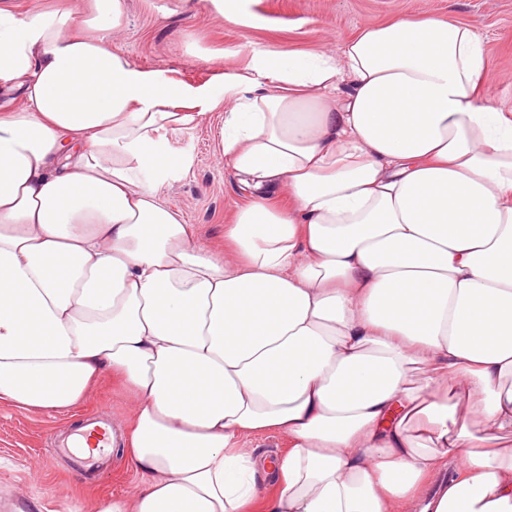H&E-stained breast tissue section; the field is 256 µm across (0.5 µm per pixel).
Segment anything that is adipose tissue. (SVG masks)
Wrapping results in <instances>:
<instances>
[{"mask_svg":"<svg viewBox=\"0 0 512 512\" xmlns=\"http://www.w3.org/2000/svg\"><path fill=\"white\" fill-rule=\"evenodd\" d=\"M124 17L0 0V405L123 388L140 486L95 512H512V111L479 28L367 25L225 77L250 200L222 259L160 197L162 132L219 102L113 50ZM267 431L286 452L242 448Z\"/></svg>","mask_w":512,"mask_h":512,"instance_id":"ef3b65f1","label":"adipose tissue"}]
</instances>
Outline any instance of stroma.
<instances>
[{"label": "stroma", "mask_w": 512, "mask_h": 512, "mask_svg": "<svg viewBox=\"0 0 512 512\" xmlns=\"http://www.w3.org/2000/svg\"><path fill=\"white\" fill-rule=\"evenodd\" d=\"M402 16H435L474 23L492 56L490 87L512 109V0H240L238 19L220 17L211 0H126L124 28L114 49L146 70L204 86L219 97L218 109L194 127L167 132L168 149L185 158L181 178L161 189L163 201L215 254L224 252V226L246 202L221 152L224 76L246 70L257 57L333 49L367 24ZM73 419L0 406V512H63L67 504L134 494L138 477L122 458L90 481L57 456L54 441Z\"/></svg>", "instance_id": "stroma-1"}]
</instances>
